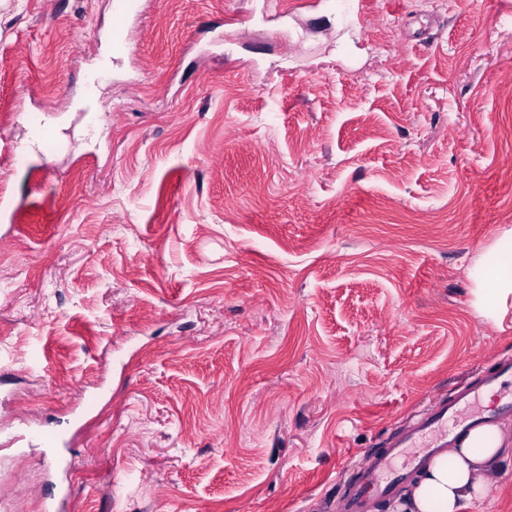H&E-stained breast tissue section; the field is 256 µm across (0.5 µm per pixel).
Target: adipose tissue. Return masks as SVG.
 <instances>
[{
  "mask_svg": "<svg viewBox=\"0 0 512 512\" xmlns=\"http://www.w3.org/2000/svg\"><path fill=\"white\" fill-rule=\"evenodd\" d=\"M472 306L485 318L501 321L512 297V230L503 231L470 269ZM512 457V438L497 426H482L457 447L430 460L408 483L399 512H465L480 494L483 475Z\"/></svg>",
  "mask_w": 512,
  "mask_h": 512,
  "instance_id": "1",
  "label": "adipose tissue"
}]
</instances>
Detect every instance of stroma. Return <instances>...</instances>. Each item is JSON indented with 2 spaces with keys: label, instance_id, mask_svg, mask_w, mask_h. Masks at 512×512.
Returning a JSON list of instances; mask_svg holds the SVG:
<instances>
[{
  "label": "stroma",
  "instance_id": "obj_1",
  "mask_svg": "<svg viewBox=\"0 0 512 512\" xmlns=\"http://www.w3.org/2000/svg\"><path fill=\"white\" fill-rule=\"evenodd\" d=\"M116 5L0 0V512H343L512 355V0ZM117 6V16L118 21L115 26L112 28V45L113 48L117 51L121 52H129L131 53V47L125 37L124 29L122 27L121 20L125 16H137L138 11V3L139 1L135 0H120L118 1ZM469 276L473 282V308L480 316L498 324L512 295L511 229L503 231L475 260Z\"/></svg>",
  "mask_w": 512,
  "mask_h": 512
}]
</instances>
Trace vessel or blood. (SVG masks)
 <instances>
[{"label":"vessel or blood","instance_id":"obj_1","mask_svg":"<svg viewBox=\"0 0 512 512\" xmlns=\"http://www.w3.org/2000/svg\"><path fill=\"white\" fill-rule=\"evenodd\" d=\"M497 395L492 408H484V393ZM512 411V360L503 359L496 374L451 397L437 399L423 410L420 420L374 453L368 467L358 474L346 496L347 512H368L377 497H395L407 470L424 465L472 429L491 424Z\"/></svg>","mask_w":512,"mask_h":512}]
</instances>
